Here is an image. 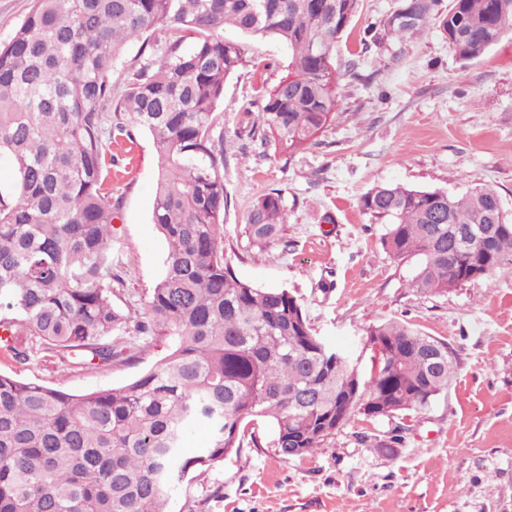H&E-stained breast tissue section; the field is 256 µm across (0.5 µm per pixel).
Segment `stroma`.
Instances as JSON below:
<instances>
[{
    "label": "stroma",
    "mask_w": 512,
    "mask_h": 512,
    "mask_svg": "<svg viewBox=\"0 0 512 512\" xmlns=\"http://www.w3.org/2000/svg\"><path fill=\"white\" fill-rule=\"evenodd\" d=\"M400 0H360L334 50L340 115L315 145L294 157L247 138L246 107L287 73L288 51L276 39L225 29L247 59L224 82L217 113L224 135V258L259 288H285L303 303L316 335L358 358L369 326L389 319L447 343L457 365L448 391L423 412L395 419L355 411L321 449L286 459L274 431L250 423L244 441L206 477L185 475L169 512H512V267L450 291L411 288L415 260L393 259L387 227L362 206L373 187L402 184L455 194L493 188L512 213V35L463 63L437 29L398 41L369 28ZM361 63L368 84L350 80ZM112 170V271L125 301L144 310L162 270L166 244L151 222L157 157L149 134L118 137ZM284 192L288 222L267 249L243 233L254 202ZM160 338L124 364L65 372L54 359L0 370L74 393L122 386L168 355ZM404 426L402 445L386 441Z\"/></svg>",
    "instance_id": "1"
}]
</instances>
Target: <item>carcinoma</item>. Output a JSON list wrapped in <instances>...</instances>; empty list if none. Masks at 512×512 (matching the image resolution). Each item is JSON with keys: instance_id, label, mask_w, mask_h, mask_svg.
Returning a JSON list of instances; mask_svg holds the SVG:
<instances>
[{"instance_id": "1", "label": "carcinoma", "mask_w": 512, "mask_h": 512, "mask_svg": "<svg viewBox=\"0 0 512 512\" xmlns=\"http://www.w3.org/2000/svg\"><path fill=\"white\" fill-rule=\"evenodd\" d=\"M359 0H34L0 45V329L18 361L34 346L69 370L126 363L137 341L169 336L171 352L120 388L73 394L0 372V512H168L188 472L208 474L238 451L245 421L273 427L286 458L317 452L336 415L391 419L427 409L456 376L448 344L398 320L369 328L382 345L369 378L311 328L284 288H255L224 260V139L214 138L224 80L245 65L226 28L288 46V74L260 95L247 137L288 155L338 116L337 39ZM457 57L480 58L512 33V0H402L384 34L430 22ZM165 31L116 96L110 75L128 42ZM147 131L157 154L152 223L168 243L143 314L112 287V138ZM388 225L396 260L416 258L411 286L439 294L512 266V216L489 187L463 194L399 184L362 198ZM288 223L283 190L262 195L244 234L253 248ZM490 226L487 252L461 233ZM208 447L182 458L190 430Z\"/></svg>"}]
</instances>
